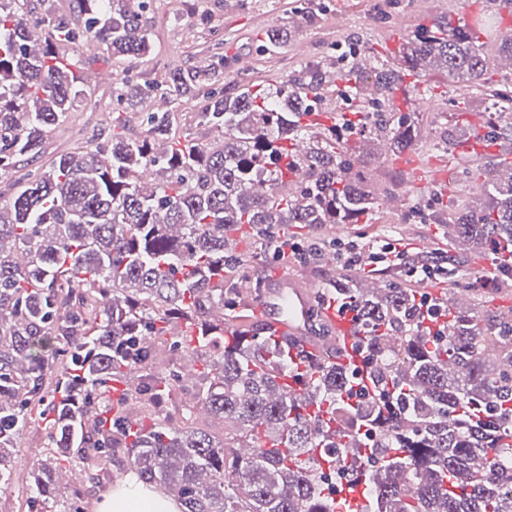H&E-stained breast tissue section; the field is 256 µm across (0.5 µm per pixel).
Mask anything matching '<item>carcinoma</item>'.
<instances>
[{
  "label": "carcinoma",
  "mask_w": 512,
  "mask_h": 512,
  "mask_svg": "<svg viewBox=\"0 0 512 512\" xmlns=\"http://www.w3.org/2000/svg\"><path fill=\"white\" fill-rule=\"evenodd\" d=\"M85 32L114 57L150 50L143 0H74ZM470 22L432 17L418 25L394 62L327 74L316 64L263 89H231L198 113L202 140L176 135L170 113L150 112L144 133L124 135L59 157L30 172L0 200V489H30L27 512H86L80 491L59 492L55 476L72 463L88 476L108 473L117 453L144 487L174 499L180 512H342L327 493L329 471L357 449L379 463L362 470V512H512V309H458L442 293L446 315L433 336L394 280L374 291L339 278L333 292L356 297L377 353L370 368L376 397L349 404L351 372L322 358L300 372L288 347L249 329L224 336V311L237 309L235 275L248 260L230 234L244 227L268 244L288 224H356L391 196L368 177L367 146L383 140L398 156L418 127L390 112L373 119L365 105L396 108L406 77L419 92L430 70L504 109L508 79L488 78L512 61V28H502L503 0H484ZM30 0H0V170L36 155L45 137L84 96V79L57 46L73 42L69 23L46 8L29 17ZM49 29L44 44L33 30ZM224 56L170 71L167 94L193 96ZM358 106L309 120L331 87ZM151 87L127 81L124 101ZM487 156L463 172L480 186L470 203L448 196L451 249L420 260L448 279L467 254L512 245V171ZM199 328L196 342L181 330ZM170 354L156 363L158 347ZM192 352L195 404L175 421L165 408L183 387L175 357ZM294 375L295 392L277 377ZM126 390L118 393L112 383ZM230 427L216 436L195 424V406ZM38 416L44 454L19 465L21 439ZM373 430L371 447L362 432ZM254 452L241 457L236 448Z\"/></svg>",
  "instance_id": "obj_1"
}]
</instances>
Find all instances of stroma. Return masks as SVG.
I'll use <instances>...</instances> for the list:
<instances>
[{
  "label": "stroma",
  "instance_id": "obj_1",
  "mask_svg": "<svg viewBox=\"0 0 512 512\" xmlns=\"http://www.w3.org/2000/svg\"><path fill=\"white\" fill-rule=\"evenodd\" d=\"M185 2L146 0L141 20L151 49L144 57L120 60L104 45L90 51L81 41L64 46L65 57L82 69L86 95L48 134L38 155L18 157L11 177L0 178V197L10 198L15 178L27 170L49 168L63 154L105 141L112 131L111 115L122 114L127 136L141 134L145 105L119 109L114 81L124 79L159 89L170 70L209 63L218 53L224 57V72L211 83V91L228 86L265 87L298 76L304 67L319 62L329 69L349 65L352 45L391 54L392 43L404 41L408 29L428 17L450 12L467 19L482 7L480 0H193L189 10ZM273 26L289 27L290 35L271 49L265 44V33ZM241 56L251 60L244 74L236 66ZM423 82L431 95L426 108L416 112L420 139L407 151L408 157L417 160V168L383 157L371 167L375 179L395 191V203L382 204L370 224H342L335 229L323 224L292 226L290 236L363 249L400 238L415 258L421 255L426 237L440 239L448 220V200L433 195L432 183L439 176L452 175L459 198L471 197L467 183L458 176V160L433 148L443 135L454 140L464 135L452 100H467L473 122L491 120L503 125L512 120V114L495 111L489 100L466 87L449 85L441 72H427Z\"/></svg>",
  "mask_w": 512,
  "mask_h": 512
}]
</instances>
